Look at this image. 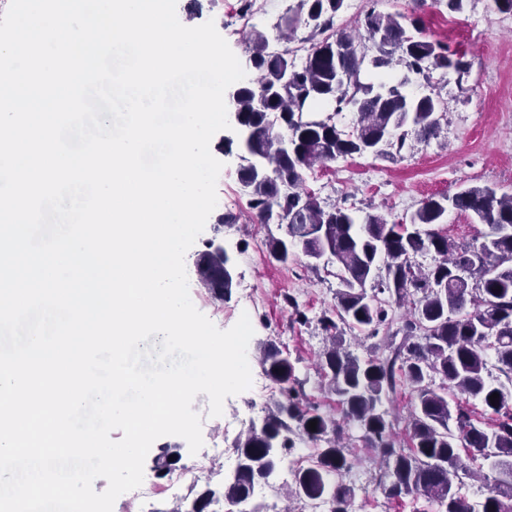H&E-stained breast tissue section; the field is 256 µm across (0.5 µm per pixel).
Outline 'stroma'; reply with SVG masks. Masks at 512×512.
Here are the masks:
<instances>
[{
  "label": "stroma",
  "instance_id": "35a3bbf8",
  "mask_svg": "<svg viewBox=\"0 0 512 512\" xmlns=\"http://www.w3.org/2000/svg\"><path fill=\"white\" fill-rule=\"evenodd\" d=\"M238 2L177 0L176 13L188 27L213 21L251 77L255 74L249 61L251 35L260 32L268 40H278L279 28L297 0H256L260 16L251 22L236 11ZM371 9L384 14L421 15L429 34L466 52L472 63L469 89L464 92L458 88L455 74L434 71L429 83L418 86L417 91L436 92L445 101L447 110L441 120L440 136L421 140L412 134L401 154L376 159L354 157L314 168L305 174L307 190L323 206L339 204L363 213L383 214L392 220L410 216L427 198L465 187H489L500 194H512V17L493 10L491 0H470L461 13L448 12L432 0H345L336 22L341 28L354 29ZM210 151L223 164L218 190L237 199L229 209L237 221L220 228L216 216H209L206 239L196 240L188 250L185 266L191 300L222 330L233 326V311L257 302L248 359L256 360L257 349L263 343L275 342L296 360L308 403L320 413L341 416L342 408L335 395L324 388L317 365L325 344L319 319L324 311L333 308L339 281L329 269H307L304 256L285 264L270 258L269 238L285 237L286 230L275 224L252 222L249 196L238 180L242 148L235 131L217 132ZM210 238L222 240L235 268L232 294L221 302L201 287L194 265ZM279 397L276 391L262 396L247 390L226 398L222 415L213 417L207 395H197L192 408L202 417L205 446L220 440L225 447H234L244 433L243 423L261 422ZM349 446L356 461L345 480L356 488L355 512H415L412 497L391 501L375 489L373 479L378 464L374 451L356 438L350 440ZM165 447L179 455L168 476L159 475L155 468V459ZM194 460L180 437L164 436L153 443L144 463V482L169 486V493L157 502L160 512H167L175 498L189 495L190 485L173 488L169 482L171 476L180 475Z\"/></svg>",
  "mask_w": 512,
  "mask_h": 512
}]
</instances>
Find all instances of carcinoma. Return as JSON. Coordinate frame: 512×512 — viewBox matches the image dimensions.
<instances>
[{
	"label": "carcinoma",
	"instance_id": "obj_1",
	"mask_svg": "<svg viewBox=\"0 0 512 512\" xmlns=\"http://www.w3.org/2000/svg\"><path fill=\"white\" fill-rule=\"evenodd\" d=\"M343 4L298 0L280 36L290 42L299 27L310 29L302 66L287 50L267 52V39L257 35L250 56L257 76L232 90L239 122L251 132L244 151L260 162L239 170L253 220L287 229L288 239L269 240V255L286 263L299 251L315 272L325 255L334 258L341 288L336 317L320 319L329 346L319 361L342 419L303 405L295 362L275 343L263 344L260 362L281 385L282 399L261 427L237 441V467L221 489L207 484L192 491L190 504L180 502L168 512H211L219 500L233 506L247 501L303 435L318 443L317 461L295 471L290 494L320 500L328 512H353L355 488L342 476L353 466L346 441L354 430L376 453L377 486L387 498H422L433 512H512V195L469 187L430 197L409 218L390 222L372 213L360 218L336 204L323 207L303 188L304 173L317 164L401 152L410 127L424 140L437 135L443 100L418 96L412 86L439 69L453 71L461 85L472 63L448 42L426 35L415 14L369 11L361 30H335ZM344 112L353 113L347 130L336 122ZM450 207L489 228L480 245H459L437 229ZM427 255L432 263L425 267L418 258ZM228 262L209 249L195 262L199 282L220 301L234 288L224 276ZM406 303L407 314L395 319L392 305ZM340 322L367 337L386 328L385 355L365 361L351 356L340 342ZM489 349L495 353L492 369ZM403 381L415 391L406 442L380 410L382 399ZM494 393L499 398L492 402ZM472 399L494 415L490 429L473 422ZM463 449L495 459L499 474L475 504L455 490L479 473L464 464Z\"/></svg>",
	"mask_w": 512,
	"mask_h": 512
}]
</instances>
